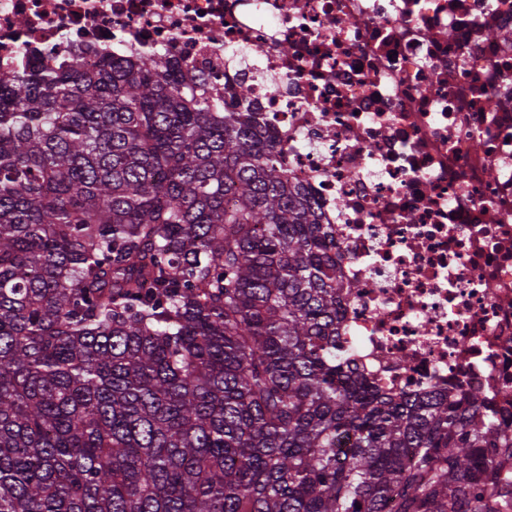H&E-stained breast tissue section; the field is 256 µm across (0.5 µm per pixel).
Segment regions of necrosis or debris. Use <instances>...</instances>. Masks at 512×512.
<instances>
[{"mask_svg":"<svg viewBox=\"0 0 512 512\" xmlns=\"http://www.w3.org/2000/svg\"><path fill=\"white\" fill-rule=\"evenodd\" d=\"M512 0H0V67L158 52L239 87L336 228L340 340L512 434Z\"/></svg>","mask_w":512,"mask_h":512,"instance_id":"1","label":"necrosis or debris"}]
</instances>
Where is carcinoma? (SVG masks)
Masks as SVG:
<instances>
[{"label": "carcinoma", "instance_id": "carcinoma-1", "mask_svg": "<svg viewBox=\"0 0 512 512\" xmlns=\"http://www.w3.org/2000/svg\"><path fill=\"white\" fill-rule=\"evenodd\" d=\"M186 70H0V512H512V437L366 381L335 228Z\"/></svg>", "mask_w": 512, "mask_h": 512}]
</instances>
